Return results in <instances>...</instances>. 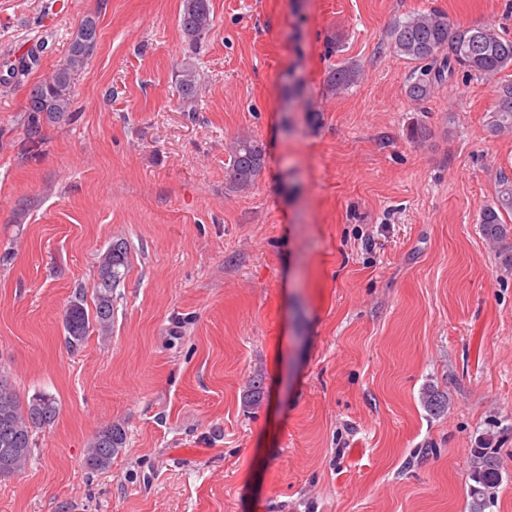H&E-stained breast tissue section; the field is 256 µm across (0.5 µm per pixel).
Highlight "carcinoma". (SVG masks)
<instances>
[{
    "instance_id": "cac0c4a2",
    "label": "carcinoma",
    "mask_w": 512,
    "mask_h": 512,
    "mask_svg": "<svg viewBox=\"0 0 512 512\" xmlns=\"http://www.w3.org/2000/svg\"><path fill=\"white\" fill-rule=\"evenodd\" d=\"M214 17L210 0H184L181 28L195 46L210 34ZM390 46L397 55L409 60L413 68L407 79L406 93L413 102L428 99L436 86L463 72L467 77L492 78L512 67V37L494 25L464 27L452 25L448 16L437 11H417L396 21L388 32ZM97 21L86 17L72 35L67 54L51 74L29 90L23 107L25 138L31 143L43 139V127L68 120L74 109L75 76L89 62L97 47ZM361 68L347 61L328 72L326 87L330 91L346 90L355 85ZM176 86L179 108L197 111L202 80L197 68L186 63L178 71ZM488 127L495 135L512 134V83L497 89V105L489 115ZM225 168L227 184L243 190L255 182L265 166V147L251 136H238L228 149ZM512 212V182H502L497 201L486 206L479 217L481 230L502 257L504 271L512 270V227L502 216ZM128 249L115 242L98 257V277L94 284V308L89 312L83 301L75 300L64 315L66 341L77 350L89 331L103 334L112 328L113 290L125 279ZM59 413L55 397L36 393L23 401L19 395L0 397V463L8 461L15 472L29 463L33 454V433L51 426ZM127 433L120 424L98 430L87 443L84 465L92 471L111 467L112 458L126 446ZM472 479L478 484L473 494L478 499L490 497L498 481V463L494 453L480 448L474 451Z\"/></svg>"
}]
</instances>
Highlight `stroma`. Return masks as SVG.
I'll use <instances>...</instances> for the list:
<instances>
[{"mask_svg": "<svg viewBox=\"0 0 512 512\" xmlns=\"http://www.w3.org/2000/svg\"><path fill=\"white\" fill-rule=\"evenodd\" d=\"M210 5L192 51L183 0H0V369L59 406L27 468L0 479V512H512V276L478 224L512 177V136L487 127L512 68L416 105L387 38L431 8L512 32V0ZM89 15L74 117L30 144L29 90ZM344 61L362 78L329 93ZM186 62L203 80L190 113ZM419 118L423 143L407 133ZM240 135L266 166L236 191ZM116 241L129 267L112 334L72 350L65 310L92 301ZM110 423L126 446L88 470ZM484 443L500 476L480 504ZM176 86L179 95V108L184 112L197 111L201 95L202 80L197 68L187 62L178 71ZM229 160L225 168L227 184L243 190L255 182L265 166V147L251 136H238L228 149ZM126 442L127 433L121 424L106 425L88 441L83 459L85 467L92 471L110 468L112 458L126 446Z\"/></svg>", "mask_w": 512, "mask_h": 512, "instance_id": "obj_1", "label": "stroma"}]
</instances>
